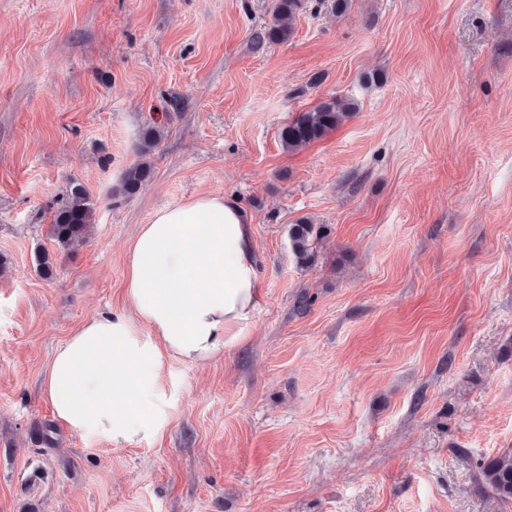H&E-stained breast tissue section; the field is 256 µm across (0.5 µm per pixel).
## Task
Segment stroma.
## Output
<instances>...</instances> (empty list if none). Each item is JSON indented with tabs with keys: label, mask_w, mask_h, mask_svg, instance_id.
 I'll use <instances>...</instances> for the list:
<instances>
[{
	"label": "stroma",
	"mask_w": 512,
	"mask_h": 512,
	"mask_svg": "<svg viewBox=\"0 0 512 512\" xmlns=\"http://www.w3.org/2000/svg\"><path fill=\"white\" fill-rule=\"evenodd\" d=\"M271 5L0 0V512H512L478 487L512 448V0L312 4L253 52ZM334 95L358 112L286 151L281 128ZM153 117L154 174L116 195ZM75 182L95 227L47 279L35 252ZM213 192L252 217L248 338L166 362L160 437L57 424L55 349L126 310L156 210ZM322 226L309 217H302L288 227V240L293 256L300 266L309 267L316 260L315 244L321 239Z\"/></svg>",
	"instance_id": "stroma-1"
}]
</instances>
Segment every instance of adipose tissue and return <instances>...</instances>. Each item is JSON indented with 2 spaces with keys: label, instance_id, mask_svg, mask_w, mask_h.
Returning <instances> with one entry per match:
<instances>
[{
  "label": "adipose tissue",
  "instance_id": "adipose-tissue-1",
  "mask_svg": "<svg viewBox=\"0 0 512 512\" xmlns=\"http://www.w3.org/2000/svg\"><path fill=\"white\" fill-rule=\"evenodd\" d=\"M124 289L127 311L83 323L44 376L60 423L118 445L166 431L168 359L205 362L246 339L261 299L248 210L226 193L157 210L129 247Z\"/></svg>",
  "mask_w": 512,
  "mask_h": 512
}]
</instances>
